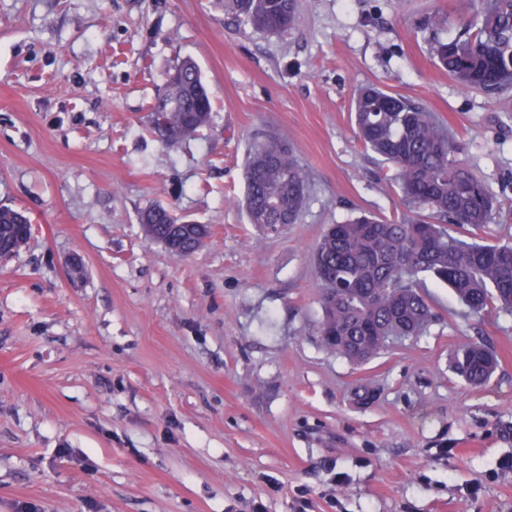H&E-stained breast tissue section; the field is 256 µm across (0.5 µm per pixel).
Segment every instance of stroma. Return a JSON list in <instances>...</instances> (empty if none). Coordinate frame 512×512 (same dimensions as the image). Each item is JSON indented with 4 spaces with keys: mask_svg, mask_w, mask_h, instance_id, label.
Here are the masks:
<instances>
[{
    "mask_svg": "<svg viewBox=\"0 0 512 512\" xmlns=\"http://www.w3.org/2000/svg\"><path fill=\"white\" fill-rule=\"evenodd\" d=\"M297 2L271 34L224 0H0V204L32 222L0 258V512H512V315L432 282L438 322L355 365L318 341L312 266L327 225L406 210L354 134L365 84L447 122L512 242V86L463 89L431 49L477 2ZM186 58L212 118L169 147L149 106ZM260 132L312 175L273 231L243 205ZM154 205L204 245L146 238ZM472 344L498 356L480 388L451 368Z\"/></svg>",
    "mask_w": 512,
    "mask_h": 512,
    "instance_id": "stroma-1",
    "label": "stroma"
}]
</instances>
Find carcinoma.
Segmentation results:
<instances>
[{
    "mask_svg": "<svg viewBox=\"0 0 512 512\" xmlns=\"http://www.w3.org/2000/svg\"><path fill=\"white\" fill-rule=\"evenodd\" d=\"M224 12L253 28L286 32L298 23L297 0H224ZM433 54L448 75L467 89L494 92L512 84V0H478L458 34L437 41ZM172 72L151 114L173 119L193 114L178 128L183 142L211 120L212 103L196 65L183 60ZM356 135L391 171L409 212L392 219L363 213L328 226L317 244L313 269L323 288L318 335L330 352L367 362L391 343L426 333L436 320L424 292L426 278L447 285L480 316L512 315V244L483 241L495 208L492 189L459 159L460 142L433 112L375 85L357 89ZM310 172L288 142L275 135L252 142L246 161L245 205L250 222L270 228L294 224L304 208ZM161 206L141 217L145 235L182 257L192 251L198 229L186 230ZM29 218L0 205V239L20 249L19 225ZM455 372L481 387L497 359L473 345L453 359Z\"/></svg>",
    "mask_w": 512,
    "mask_h": 512,
    "instance_id": "carcinoma-1",
    "label": "carcinoma"
}]
</instances>
